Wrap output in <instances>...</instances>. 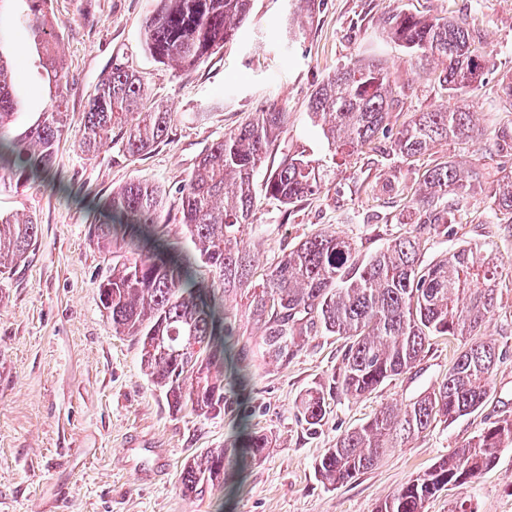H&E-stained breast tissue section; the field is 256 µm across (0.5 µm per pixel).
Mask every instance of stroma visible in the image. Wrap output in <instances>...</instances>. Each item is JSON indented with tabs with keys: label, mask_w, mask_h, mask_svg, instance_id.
I'll use <instances>...</instances> for the list:
<instances>
[{
	"label": "stroma",
	"mask_w": 512,
	"mask_h": 512,
	"mask_svg": "<svg viewBox=\"0 0 512 512\" xmlns=\"http://www.w3.org/2000/svg\"><path fill=\"white\" fill-rule=\"evenodd\" d=\"M155 0H51L61 22L59 50L68 68V130L56 147L53 174L18 190H0V213L29 215L39 224L24 266L0 276V512H376L394 490L492 422L512 420V218L488 197V179L512 175V103L501 86L512 81V0H316L312 18L294 22L288 0H253L236 37L207 63L181 72L155 62L142 47V21ZM397 14L454 17L466 22L491 65L472 99L478 135L437 146L415 162L393 155L391 132L414 113L447 104L435 74L386 35ZM26 33L12 31L26 102L20 123L43 108L45 88L28 78ZM374 58L402 83L414 86L389 119L388 135L366 149L337 156L320 194L292 205L259 198L247 243L256 270L275 265L299 242L336 232L368 260L417 222L412 199L425 170L452 160L478 168L464 198L449 197L455 224L427 244L432 263L459 247L480 245L499 260L496 301L483 332L500 358L490 397L455 421L390 449L378 466L347 484L331 486L315 470L337 438L367 421L381 405H401L431 391L447 376L459 351L449 336L433 338L414 366L359 399L335 397L315 425L301 421L298 405L309 392L328 389L343 366L345 341L311 332L288 365L246 368L245 393H228L223 413L173 412L140 364V348L113 333L98 299L112 257L89 242L95 203L137 179L161 187L170 212L178 188L199 157L224 133L260 108L286 109L288 124L266 165L282 151L328 156L308 114L318 82L350 62ZM148 81L149 105L173 118L163 142L125 160L104 146L89 157L78 146L84 109L113 61ZM249 426L269 438L266 456L235 473L224 486L186 495L184 465L220 448ZM473 512H512V448L466 488L431 499L425 512H453L458 499Z\"/></svg>",
	"instance_id": "obj_1"
}]
</instances>
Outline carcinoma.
Returning <instances> with one entry per match:
<instances>
[{
  "label": "carcinoma",
  "mask_w": 512,
  "mask_h": 512,
  "mask_svg": "<svg viewBox=\"0 0 512 512\" xmlns=\"http://www.w3.org/2000/svg\"><path fill=\"white\" fill-rule=\"evenodd\" d=\"M22 2L11 26L27 33L30 77L48 87L49 100L35 121L13 133L23 102L5 50L9 32L0 24V185L15 190L51 170L68 116L60 23L49 11L50 0ZM250 11L251 0H156L143 21L144 49L156 62L189 72L233 38ZM385 32L418 59L441 60L438 82L446 97L456 100L454 108L415 113L395 134L392 151L408 161L441 141L474 137L467 99L488 59L472 48L465 22L395 15L385 21ZM411 91L412 85L398 82L384 64L358 60L322 79L308 112L331 149L355 153L385 131L390 112ZM146 94L140 73L113 64L85 107L81 150L95 156L110 143L117 156L134 158L160 143L171 113L160 107L142 111ZM287 123L288 112L273 103L202 154L183 181L178 209L193 253L166 235L164 190L138 180L98 202L88 237L117 258L99 287L112 331L137 341L142 368L175 412L208 416L224 410L228 343L239 335L237 315L226 301L238 292L246 293L250 315L263 329L259 352L241 347L239 363L288 364L300 350L308 315L326 332L349 340L333 386L301 401L300 414L309 425L323 419L333 394L359 398L410 369L431 338L459 340L454 365L432 392L403 407L381 406L326 449L318 474L326 484L343 485L375 467L388 449L426 432L437 418L456 419L486 402L499 355L495 341L480 331L495 305L496 262L476 246L460 247L431 265L420 261L431 237L456 223L448 196H462L477 177L447 161L425 172V192L417 202L424 220L357 269H352V244L322 231L256 281L244 245L256 210L255 177ZM327 169L323 159L286 154L269 173L265 196L286 205L300 201L321 189ZM489 195L499 212L512 215V176L491 181ZM38 230L32 217L0 214V273L26 261ZM511 447L512 421L496 422L396 489L377 512H424L428 500L450 486L464 488L496 465L501 449ZM267 448V436L243 430L230 447L209 449L185 464L182 492L224 485L232 468L261 460Z\"/></svg>",
  "instance_id": "carcinoma-1"
}]
</instances>
